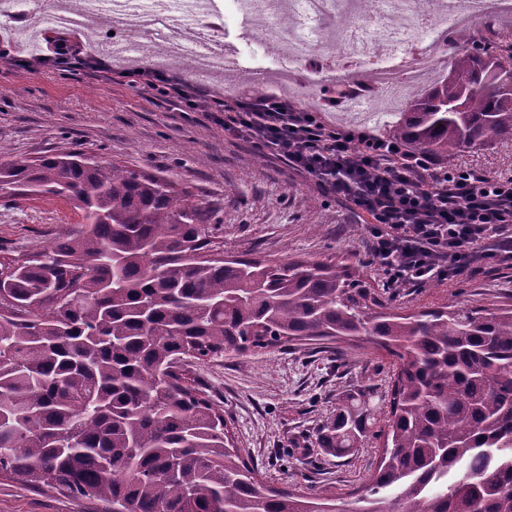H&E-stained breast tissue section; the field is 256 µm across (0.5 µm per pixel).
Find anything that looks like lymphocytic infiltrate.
I'll list each match as a JSON object with an SVG mask.
<instances>
[{
    "instance_id": "1",
    "label": "lymphocytic infiltrate",
    "mask_w": 512,
    "mask_h": 512,
    "mask_svg": "<svg viewBox=\"0 0 512 512\" xmlns=\"http://www.w3.org/2000/svg\"><path fill=\"white\" fill-rule=\"evenodd\" d=\"M145 84L193 109L210 98L225 133L270 150L323 193L352 203L371 224L368 262L387 287L472 274L485 257L512 256V175L448 172L427 154L368 130L330 126L274 92L227 99L152 71Z\"/></svg>"
}]
</instances>
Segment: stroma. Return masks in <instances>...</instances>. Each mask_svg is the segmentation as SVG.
<instances>
[{
  "label": "stroma",
  "mask_w": 512,
  "mask_h": 512,
  "mask_svg": "<svg viewBox=\"0 0 512 512\" xmlns=\"http://www.w3.org/2000/svg\"><path fill=\"white\" fill-rule=\"evenodd\" d=\"M319 20L323 40L317 56L340 71L350 68L339 19L367 31L375 22L357 0H335ZM191 22L234 49L246 73L263 77L245 92L286 90L326 120L350 128L388 132L386 104L365 100L363 115L325 107L320 87L300 92L274 76L277 58L255 34L238 0H205ZM70 65L45 67L37 50L15 46L0 58V160L37 163L58 150H76L102 162L158 174L195 200L220 204L214 242L224 252L270 263L320 260L357 269L365 287L396 312L444 306L488 310L512 306V263L485 260L480 274L392 291L365 262L369 227L347 203L319 192L311 178L251 144L225 135L219 112L191 111L133 78L98 72L89 62L98 50L79 37ZM455 166L487 174H512V142L465 150ZM59 200L0 196V245L14 252L41 249L76 224ZM392 370L384 350L366 339L344 344L297 341L245 355L195 364L190 376L224 408L231 443L257 465L265 483L295 494L334 499L341 512H357L362 488L377 465V441L336 458L323 453L316 430L336 411L340 394L384 391ZM100 504L36 490L0 475V512H100Z\"/></svg>",
  "instance_id": "obj_1"
}]
</instances>
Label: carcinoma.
<instances>
[{
	"label": "carcinoma",
	"instance_id": "1",
	"mask_svg": "<svg viewBox=\"0 0 512 512\" xmlns=\"http://www.w3.org/2000/svg\"><path fill=\"white\" fill-rule=\"evenodd\" d=\"M454 31L448 73L390 127L445 162L512 140V31ZM63 199L81 221L0 257V473L112 512H338L267 486L229 445L189 361L367 336L393 357L386 394L338 398L317 432L382 456L359 512H512V308L384 310L350 267L271 265L211 247L216 209L163 176L63 152L0 162V191Z\"/></svg>",
	"mask_w": 512,
	"mask_h": 512
}]
</instances>
